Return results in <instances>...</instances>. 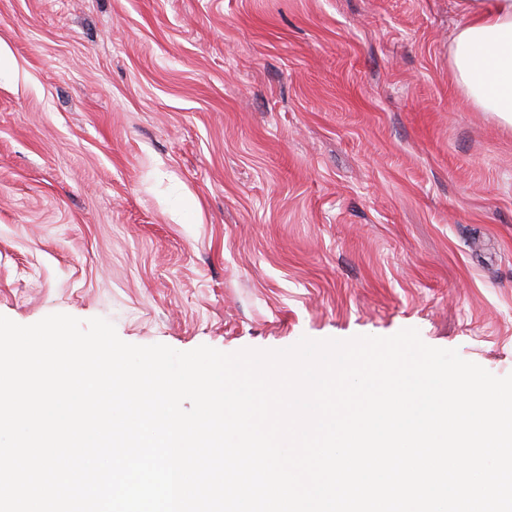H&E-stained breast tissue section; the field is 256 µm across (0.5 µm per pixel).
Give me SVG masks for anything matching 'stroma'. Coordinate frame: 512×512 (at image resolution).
<instances>
[{"instance_id":"stroma-1","label":"stroma","mask_w":512,"mask_h":512,"mask_svg":"<svg viewBox=\"0 0 512 512\" xmlns=\"http://www.w3.org/2000/svg\"><path fill=\"white\" fill-rule=\"evenodd\" d=\"M457 0H0V315L178 351L417 329L512 374V128Z\"/></svg>"}]
</instances>
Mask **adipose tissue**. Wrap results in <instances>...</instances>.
Instances as JSON below:
<instances>
[{
  "instance_id": "adipose-tissue-1",
  "label": "adipose tissue",
  "mask_w": 512,
  "mask_h": 512,
  "mask_svg": "<svg viewBox=\"0 0 512 512\" xmlns=\"http://www.w3.org/2000/svg\"><path fill=\"white\" fill-rule=\"evenodd\" d=\"M452 76L477 108L512 127V0H461Z\"/></svg>"
}]
</instances>
